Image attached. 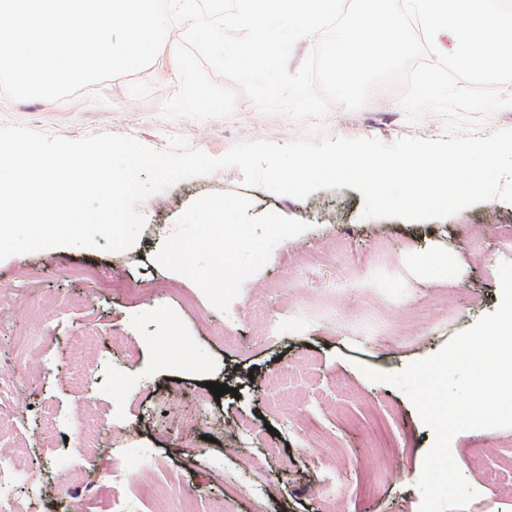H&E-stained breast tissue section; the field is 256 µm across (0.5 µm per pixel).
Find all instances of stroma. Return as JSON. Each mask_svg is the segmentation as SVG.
Here are the masks:
<instances>
[{
	"mask_svg": "<svg viewBox=\"0 0 512 512\" xmlns=\"http://www.w3.org/2000/svg\"><path fill=\"white\" fill-rule=\"evenodd\" d=\"M180 74L162 44L145 68L65 100L9 101L0 124L68 139L129 135L163 151L180 136L213 157L250 141L284 144L306 124L238 94L231 116H162ZM400 87L323 124L340 139L384 144L445 136L442 118L409 122ZM229 166L181 180L135 206L145 220L124 251L54 247L0 259V422L26 478L19 512H419L417 486L434 434L399 389L365 370L397 372L439 351L501 302L512 202L493 198L442 219L367 218L356 189L297 199L248 188ZM231 219L255 250L208 288L211 252L191 270L166 260L179 237ZM283 232H276V225ZM148 284L136 296L126 280ZM287 313L266 337V315ZM228 385L214 397L209 383ZM220 418L189 424L200 409ZM253 421L250 434L237 420ZM452 456L476 495L465 512H512V428L471 429ZM70 471L62 480L60 471Z\"/></svg>",
	"mask_w": 512,
	"mask_h": 512,
	"instance_id": "stroma-1",
	"label": "stroma"
}]
</instances>
